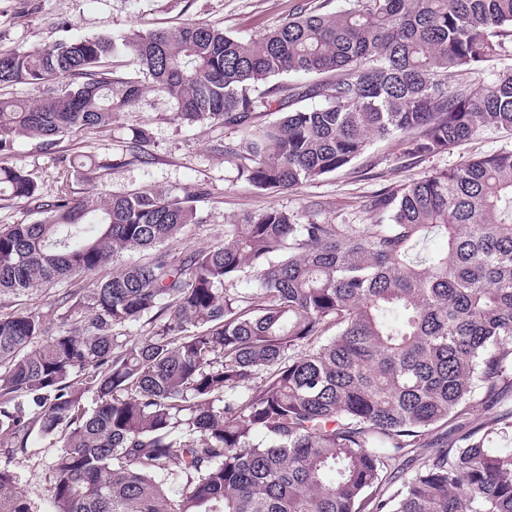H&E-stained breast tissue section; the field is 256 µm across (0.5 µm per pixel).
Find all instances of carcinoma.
Returning a JSON list of instances; mask_svg holds the SVG:
<instances>
[{
    "instance_id": "carcinoma-1",
    "label": "carcinoma",
    "mask_w": 512,
    "mask_h": 512,
    "mask_svg": "<svg viewBox=\"0 0 512 512\" xmlns=\"http://www.w3.org/2000/svg\"><path fill=\"white\" fill-rule=\"evenodd\" d=\"M512 43V0H346L262 37L209 23L0 52V194L39 200L14 139L112 125L138 104L132 56L195 126L241 133L225 152L253 187L295 188L348 166L374 137L432 156L486 128L512 132V69L452 87ZM318 77L271 84L284 73ZM319 99L317 107L298 103ZM279 118L255 123L256 110ZM0 227V295L93 274L60 317L0 313V512H32L11 462L33 431L60 443L54 512H512V150L377 194L382 224H300L270 208L224 242L173 258L200 222L194 195L75 199ZM432 235L446 241L423 252ZM144 263H121L131 251ZM255 287L243 291L238 281ZM149 326L129 343L126 328ZM457 421L453 438L426 439ZM413 454V468L405 458Z\"/></svg>"
}]
</instances>
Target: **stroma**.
I'll return each mask as SVG.
<instances>
[{"mask_svg":"<svg viewBox=\"0 0 512 512\" xmlns=\"http://www.w3.org/2000/svg\"><path fill=\"white\" fill-rule=\"evenodd\" d=\"M321 5L333 12L344 0H0V51L51 47L56 41L108 35L119 39L135 30L169 28L186 22L213 23L231 36L255 38L277 26L301 4ZM173 102L160 91L146 90L138 105L117 113L110 127L95 133L79 131L62 137L52 153L18 138V163L33 173L43 199L58 187L64 163L77 155L110 160L112 168L70 179L73 195L95 187L111 196L151 188L171 195L192 194L203 221L186 227L168 242L172 255L208 248L224 240L231 217L269 208L293 212L299 223L372 224L373 195L467 161L512 149V134L486 130L474 139L453 144L439 154L411 158L401 154V139H373L366 154L349 167L292 190L259 191L251 187L224 147L239 135L221 125L188 127L174 117ZM141 135L139 155H132L133 135ZM61 286L23 295L0 297V311L28 310L56 320ZM54 454L49 439L33 434L26 453L16 455L12 469L33 512H53L45 473Z\"/></svg>","mask_w":512,"mask_h":512,"instance_id":"1","label":"stroma"}]
</instances>
